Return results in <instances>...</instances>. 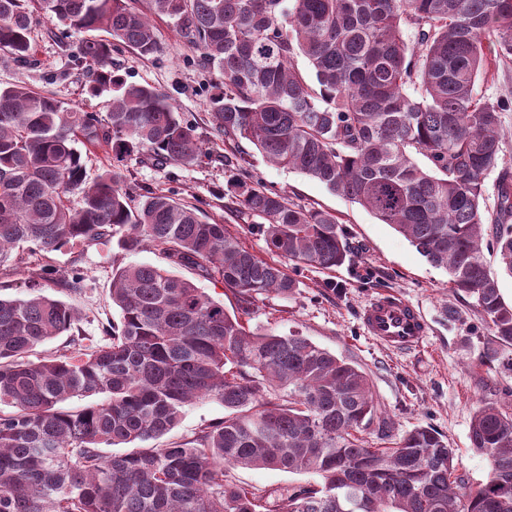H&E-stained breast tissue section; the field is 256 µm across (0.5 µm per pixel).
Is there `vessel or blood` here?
I'll use <instances>...</instances> for the list:
<instances>
[{"instance_id":"vessel-or-blood-1","label":"vessel or blood","mask_w":512,"mask_h":512,"mask_svg":"<svg viewBox=\"0 0 512 512\" xmlns=\"http://www.w3.org/2000/svg\"><path fill=\"white\" fill-rule=\"evenodd\" d=\"M367 333L382 346L395 351H411L421 346L428 323L403 296L384 292L371 299L362 312Z\"/></svg>"}]
</instances>
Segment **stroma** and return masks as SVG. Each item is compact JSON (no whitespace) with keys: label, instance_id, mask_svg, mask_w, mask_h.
Instances as JSON below:
<instances>
[{"label":"stroma","instance_id":"obj_1","mask_svg":"<svg viewBox=\"0 0 512 512\" xmlns=\"http://www.w3.org/2000/svg\"><path fill=\"white\" fill-rule=\"evenodd\" d=\"M153 24L160 43L158 53L143 57L131 48H119L112 53V69L126 82L149 85L168 95L181 118L196 126L205 155L191 165L158 167L138 153L116 163L111 153L98 149L83 154L87 174L93 177L102 169L119 167L131 194L148 187L196 206L207 219L223 223L253 254L270 259L255 218L226 193L229 173L224 143L212 133L208 106L221 77L201 65L197 50L186 43L173 21L162 17ZM84 40V34L35 12L29 59L18 61L0 51V86L23 84L49 91L81 111H102L109 94L90 91L93 65L81 53ZM249 161L252 175L267 188L301 206L335 214L354 250L350 261L332 271L286 263V271L297 281L295 292L259 296L245 317L249 329L305 336L364 369L376 402L394 423V436L418 426L435 429L454 450L457 474L473 483L486 480L489 463L471 448L469 424L482 401L512 399V368L507 365L512 346L497 347L472 299L454 293L447 272L431 266L390 225L310 177L268 165L258 151H251ZM133 263L161 266L165 260L151 246L126 252L114 238L90 246L69 245L44 256L20 248L14 250L11 262L0 266V297L27 298L40 283L45 294L75 307L78 335L56 337L37 352L79 357L98 344L104 327L118 321L119 310L110 291L112 273ZM42 267L60 274L81 269L85 275L82 289L71 291L41 281L38 270ZM383 292L401 294L425 317L429 334L420 348L393 351L366 333L361 312ZM491 352L496 353V361H487ZM223 418L224 407L217 401L192 403L185 407L180 423L159 442L165 445L193 437ZM231 474L258 492L317 481L311 474L272 469L235 468Z\"/></svg>","mask_w":512,"mask_h":512}]
</instances>
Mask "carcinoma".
I'll use <instances>...</instances> for the list:
<instances>
[{"label": "carcinoma", "instance_id": "obj_1", "mask_svg": "<svg viewBox=\"0 0 512 512\" xmlns=\"http://www.w3.org/2000/svg\"><path fill=\"white\" fill-rule=\"evenodd\" d=\"M36 2L89 34L92 91L112 95L106 112H80L26 85L0 87V266L23 243L45 255L118 234L129 252L150 244L172 267L218 276L245 314L260 295L293 294L282 266L197 208L146 187L133 207L114 170L87 182L78 143L164 166L197 162L202 142L162 92L112 71L117 43L158 52L147 14L128 0ZM150 10L220 73L209 108L213 135L234 146L227 191L259 219L272 254L331 270L353 248L336 215L253 179L235 148L243 140L404 235L512 346V304L483 254L493 250L512 276V168L502 157L512 106L474 95L512 59V0H150ZM31 22L29 0H0V50L26 58ZM111 296L120 320L100 344L80 359L36 361L29 353L76 328L78 314L41 291L0 298V512H512V412L498 402L470 422L471 447L491 466L473 488L431 428L372 447L364 433L375 425L390 438L392 427L369 375L306 337L253 332L195 282L151 264L116 270ZM95 394L106 400L61 407ZM203 399L224 405L223 421L162 448L102 453L162 437ZM238 467L322 482L258 495L228 479Z\"/></svg>", "mask_w": 512, "mask_h": 512}]
</instances>
